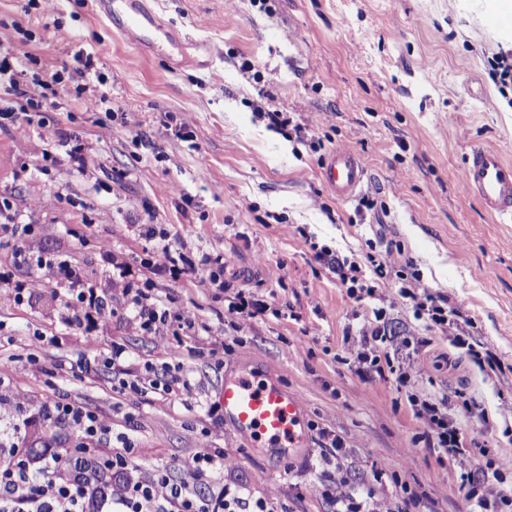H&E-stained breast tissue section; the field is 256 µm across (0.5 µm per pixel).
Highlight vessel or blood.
<instances>
[{
    "instance_id": "vessel-or-blood-1",
    "label": "vessel or blood",
    "mask_w": 512,
    "mask_h": 512,
    "mask_svg": "<svg viewBox=\"0 0 512 512\" xmlns=\"http://www.w3.org/2000/svg\"><path fill=\"white\" fill-rule=\"evenodd\" d=\"M92 4L100 15L118 23L130 44L149 49L163 41L178 50L177 65L202 64V54L185 50L184 37L167 29L145 0H92ZM364 175L361 159L345 148L332 152L323 168L325 185L343 199L357 192ZM461 182L488 213L506 222L512 220V162L499 151L471 148ZM220 408L225 425L254 445L292 449L304 437L302 400L266 378L259 369H248L225 379Z\"/></svg>"
}]
</instances>
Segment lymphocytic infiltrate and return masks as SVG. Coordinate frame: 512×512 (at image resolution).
I'll return each mask as SVG.
<instances>
[{"instance_id":"f902f5d3","label":"lymphocytic infiltrate","mask_w":512,"mask_h":512,"mask_svg":"<svg viewBox=\"0 0 512 512\" xmlns=\"http://www.w3.org/2000/svg\"><path fill=\"white\" fill-rule=\"evenodd\" d=\"M317 257L336 273L341 283L347 284V294L353 302L375 296V286L363 277L357 264L326 247L320 249ZM41 266L59 277L58 284L64 292L59 320L64 326L88 330L106 322L112 310L95 282L62 261L47 259ZM407 294L427 324L457 325L460 311L448 299L412 288ZM129 311L148 333L172 321L183 336L190 338L197 333L192 317L140 289L135 290ZM362 339L363 349L357 355L362 377L390 374L397 383H408L419 352L406 346L393 352L386 350L388 336L382 313H375L373 322L363 329ZM409 401L425 426L428 444L439 448L453 468L467 512H512V462L497 457L492 449L461 432L449 419L445 400L413 394ZM43 412L50 423L74 428L87 438L101 434L97 416L84 407L54 402L44 405ZM78 460L75 453L54 456L34 470L19 456L16 447L0 448V512H87L92 488L57 475L58 469L73 467ZM223 467L222 454L202 448L187 467L188 477L174 478L173 464L156 465L151 475L129 481L116 502L120 512H283L279 503L255 495L233 479L225 480L215 490L206 487L205 477Z\"/></svg>"}]
</instances>
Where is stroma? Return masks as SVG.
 I'll return each mask as SVG.
<instances>
[{
	"instance_id": "35a3bbf8",
	"label": "stroma",
	"mask_w": 512,
	"mask_h": 512,
	"mask_svg": "<svg viewBox=\"0 0 512 512\" xmlns=\"http://www.w3.org/2000/svg\"><path fill=\"white\" fill-rule=\"evenodd\" d=\"M147 4L209 48V65L169 69L168 44L129 45L89 0H0V45L28 55V92L53 102L27 132L0 122V198L32 225L23 239L29 254L67 260L113 309L98 330L60 325L55 278L15 264L14 241L0 232V270L33 289L23 302L0 289V431L23 425L26 442L77 447L75 431L50 427L39 413L49 401L77 404L99 416L109 439L130 438L143 466L183 464L204 446L223 454L229 476L288 512H331L319 464L326 429L349 450L341 461L349 492L374 489L385 507L402 482L423 512H464L456 477L427 446L404 390L390 378H361L343 359L385 308L392 345L423 342L417 390L452 404L475 399L484 418L458 412V426L512 459V223L487 213L460 181L472 147L512 161V107L488 64L512 54V23H495L497 0ZM76 69L107 110L85 111L70 79ZM56 72L61 81L44 91L42 80ZM275 111L289 124L271 127ZM183 122L191 139L177 135ZM339 147L367 170L353 199L336 197L321 178ZM144 224L194 264L223 257V289L197 273H154ZM314 242L363 268L368 255L393 253L403 278L460 304L503 373L484 374L453 346L452 330L418 319L399 292L403 279L376 281L378 298L352 303ZM116 266L124 276L113 275ZM131 287L172 299L195 317L197 336L141 330L127 309ZM240 290L282 317L229 316L225 300ZM116 345L124 350L117 361ZM175 345L182 357L172 362ZM80 359L97 372H79ZM164 362L170 393L127 389L147 365ZM254 367L304 402L306 435L290 461L206 412L225 377Z\"/></svg>"
}]
</instances>
